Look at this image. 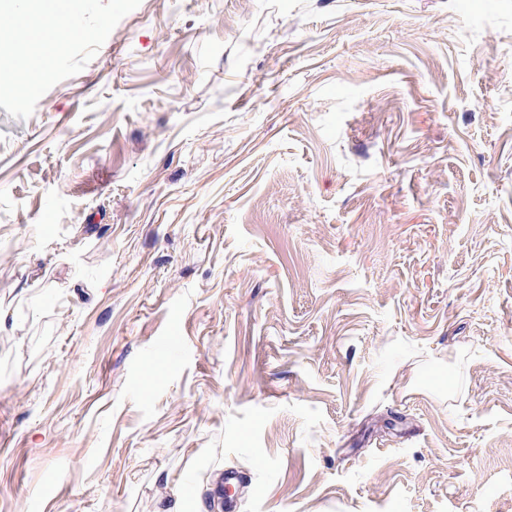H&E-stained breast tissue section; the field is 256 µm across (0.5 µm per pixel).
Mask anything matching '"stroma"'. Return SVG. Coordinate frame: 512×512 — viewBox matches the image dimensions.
Here are the masks:
<instances>
[{"mask_svg": "<svg viewBox=\"0 0 512 512\" xmlns=\"http://www.w3.org/2000/svg\"><path fill=\"white\" fill-rule=\"evenodd\" d=\"M512 512V0H140L0 107V512Z\"/></svg>", "mask_w": 512, "mask_h": 512, "instance_id": "35a3bbf8", "label": "stroma"}]
</instances>
